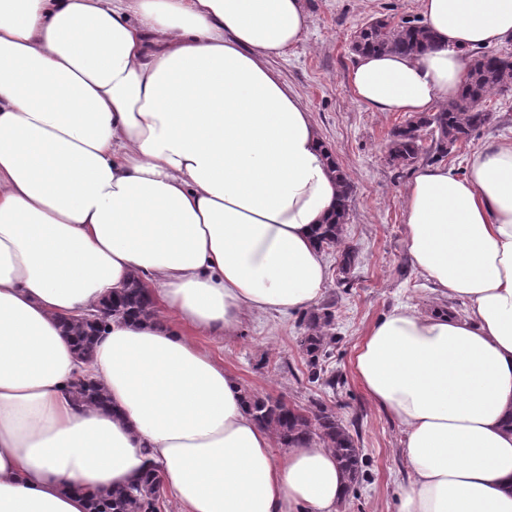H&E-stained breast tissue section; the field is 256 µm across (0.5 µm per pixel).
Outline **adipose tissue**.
<instances>
[{
	"label": "adipose tissue",
	"mask_w": 512,
	"mask_h": 512,
	"mask_svg": "<svg viewBox=\"0 0 512 512\" xmlns=\"http://www.w3.org/2000/svg\"><path fill=\"white\" fill-rule=\"evenodd\" d=\"M420 5L431 50L355 57L372 111H435L467 51L512 40V0ZM307 25V0H0V512H88L150 461L183 512H338L333 452L275 449L195 341L325 287L336 172L269 66ZM404 221L413 266L469 310L400 305L356 354L405 431L400 512H512V142L420 169ZM135 276L155 323L112 321L78 359L64 320ZM84 376L108 408L73 402Z\"/></svg>",
	"instance_id": "1"
}]
</instances>
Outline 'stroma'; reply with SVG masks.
<instances>
[{"mask_svg": "<svg viewBox=\"0 0 512 512\" xmlns=\"http://www.w3.org/2000/svg\"><path fill=\"white\" fill-rule=\"evenodd\" d=\"M310 22L303 41L269 65L298 93L326 145L352 185L350 218L344 243L356 253L348 273H340V254L324 253L327 281L319 305L335 318L328 330L333 342L322 381L312 383L297 340L303 336V312L267 315L245 321L229 338L199 337V345L223 361L243 389L290 404L311 401L333 409L348 425L361 450L363 475L340 505V512H397L408 485L409 466L401 452L404 430L372 403L354 370V358L366 331L396 305L408 303L428 313L438 308L465 312L468 304L450 301L410 263L405 243L403 190L415 167L390 164L386 143L391 130L407 119L402 112H374L353 94L349 72L352 41L367 21L384 18L398 24L419 19V0H308ZM490 122L457 146L443 163L464 175L471 156L488 144L512 141V91L491 97Z\"/></svg>", "mask_w": 512, "mask_h": 512, "instance_id": "1", "label": "stroma"}]
</instances>
